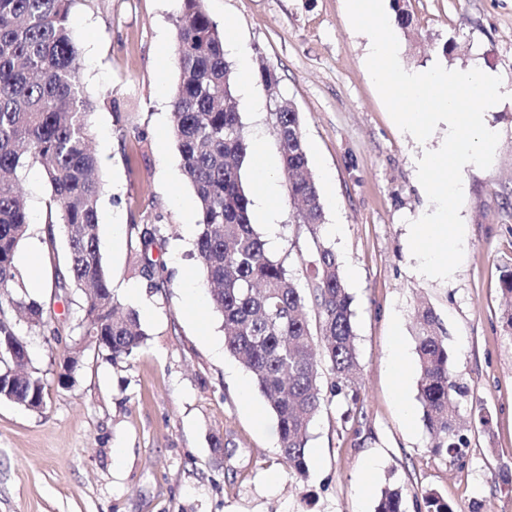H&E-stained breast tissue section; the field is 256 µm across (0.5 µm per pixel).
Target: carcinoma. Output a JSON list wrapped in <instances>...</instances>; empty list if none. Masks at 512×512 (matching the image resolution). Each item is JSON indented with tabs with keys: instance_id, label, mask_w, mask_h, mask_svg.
Wrapping results in <instances>:
<instances>
[{
	"instance_id": "obj_1",
	"label": "carcinoma",
	"mask_w": 512,
	"mask_h": 512,
	"mask_svg": "<svg viewBox=\"0 0 512 512\" xmlns=\"http://www.w3.org/2000/svg\"><path fill=\"white\" fill-rule=\"evenodd\" d=\"M176 26L174 64L179 70L173 101L172 134L178 144L185 179L199 203L193 259L204 278L215 312L223 318L225 349L237 357L267 398L278 428L279 451L288 471L308 472L310 426L326 405L319 384L322 362L335 377L336 397L356 384L358 368L351 297L331 245L318 232L325 221L316 181L296 112H282L284 100H272L271 112L282 171L289 195L301 202L295 221L314 245L306 268L318 325L303 313L305 296L296 280L266 249L250 219L252 200L242 185L247 156L235 74L224 57V35L203 8V0H181ZM72 0H0V398L30 410L46 406V384L30 368L26 337L16 330L17 317L53 336L55 317L20 293L15 252L29 231L15 174L39 167L49 186L46 235L55 243L54 225L66 239L67 275L55 274L59 298L75 290L83 304L78 339L63 358L58 385L75 384L74 366L88 346L112 360L133 358L146 333L138 314L117 315L103 265L99 235L100 182L89 148L91 110L78 79L79 63L69 15ZM139 240L141 273L154 279L152 258L158 229L132 225ZM507 308L502 320L512 330V270L502 278ZM418 400L433 436L435 454H461L460 403L469 390L453 376L443 328L429 307L417 310ZM425 512H455L448 500L429 490ZM375 512H403V492L387 488Z\"/></svg>"
}]
</instances>
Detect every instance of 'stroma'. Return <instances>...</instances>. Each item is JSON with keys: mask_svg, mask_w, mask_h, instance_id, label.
I'll return each mask as SVG.
<instances>
[{"mask_svg": "<svg viewBox=\"0 0 512 512\" xmlns=\"http://www.w3.org/2000/svg\"><path fill=\"white\" fill-rule=\"evenodd\" d=\"M230 25L250 58L261 109L238 100L247 136L278 156L260 65L274 69L291 100L309 167L324 200L322 237L341 262L352 297L359 361L356 418L336 396L310 431L309 472L283 464L269 404L242 363L224 352L211 306L186 311V288H202L192 258L198 208L171 134L173 64L180 0H74L70 21L79 80L92 104L91 138L102 180L99 233L112 292L135 309L148 339L130 360L86 348L69 389L57 374L77 337L78 304L53 298L65 238L43 233L50 189L39 168L18 170L31 220L15 265L36 254L37 301L52 303L57 336L29 333L32 365L47 404L32 411L0 399V512H375L386 488H401L404 512H425L437 491L456 512H512V331L501 320L500 281L512 269V102L486 111L500 135L489 169L464 171V257L446 280L420 274L409 222L428 202L414 166L419 150L389 115L366 74L368 37L350 25L345 0H203ZM413 22L394 27L405 67L476 63L512 86V0H407ZM278 231L268 250L307 288L313 243L295 223L281 169ZM138 224H158L162 275L148 288L136 256ZM122 246L113 249L112 236ZM427 302L447 337L451 370L471 393L461 406L467 455L434 454L418 400L414 310ZM402 350L403 386L392 359ZM248 384L250 399L239 388ZM409 404L411 418L401 406ZM222 452H214V439ZM276 482H269L270 473Z\"/></svg>", "mask_w": 512, "mask_h": 512, "instance_id": "35a3bbf8", "label": "stroma"}]
</instances>
